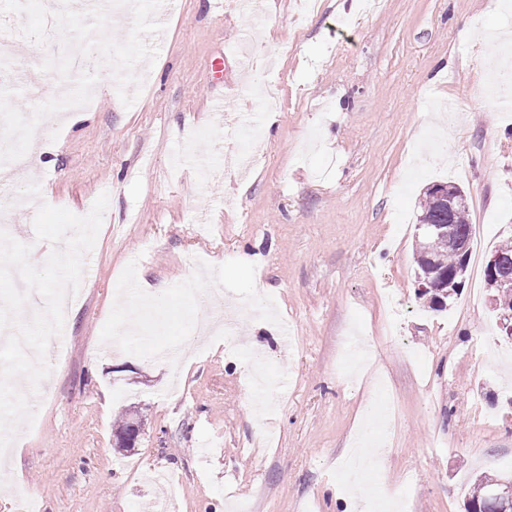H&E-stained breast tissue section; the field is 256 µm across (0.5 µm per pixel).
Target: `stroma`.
I'll use <instances>...</instances> for the list:
<instances>
[{"instance_id": "stroma-1", "label": "stroma", "mask_w": 512, "mask_h": 512, "mask_svg": "<svg viewBox=\"0 0 512 512\" xmlns=\"http://www.w3.org/2000/svg\"><path fill=\"white\" fill-rule=\"evenodd\" d=\"M176 0L132 107L110 72L68 110L32 171L0 166L6 230L43 265L20 191L109 207L85 258L36 421L10 461L22 494L0 512H345L343 459L362 432L380 512H465L472 478L512 473V353L485 281L445 311L417 296L428 184L464 188L482 255L512 239V109L486 96L483 33L512 0ZM244 69L229 58L241 37ZM259 165L225 167L247 136ZM167 282L161 330L128 332L114 294ZM247 309L238 332L185 348L202 314ZM188 356H181V349ZM138 418L135 448L112 444Z\"/></svg>"}]
</instances>
